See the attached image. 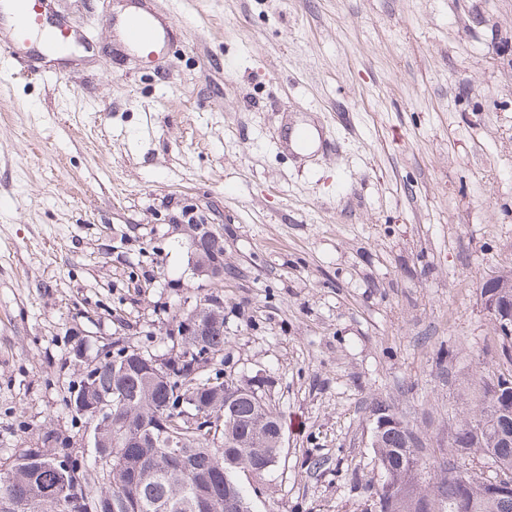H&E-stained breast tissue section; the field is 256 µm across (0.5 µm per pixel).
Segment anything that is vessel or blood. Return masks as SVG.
Instances as JSON below:
<instances>
[{"label": "vessel or blood", "instance_id": "1", "mask_svg": "<svg viewBox=\"0 0 512 512\" xmlns=\"http://www.w3.org/2000/svg\"><path fill=\"white\" fill-rule=\"evenodd\" d=\"M120 26L130 45L152 53L171 39V27L147 12L123 17ZM4 27L10 36L0 42V63L15 64L44 53L63 57L77 39L65 19L51 14L48 0H0V29Z\"/></svg>", "mask_w": 512, "mask_h": 512}]
</instances>
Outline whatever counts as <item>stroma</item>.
<instances>
[{"label":"stroma","mask_w":512,"mask_h":512,"mask_svg":"<svg viewBox=\"0 0 512 512\" xmlns=\"http://www.w3.org/2000/svg\"><path fill=\"white\" fill-rule=\"evenodd\" d=\"M52 0L85 36L0 78V462L44 431L104 345L170 351L224 311V377L282 416L261 512H376V405L440 478L485 375L512 370L481 287L512 271V0ZM62 68L65 81L51 78ZM310 126L297 155L279 140ZM224 238L196 268L187 223ZM117 24H120L127 42L140 50H149L148 56L163 49L171 39L172 28L166 23L162 25L146 11L130 13L118 21L112 20V26Z\"/></svg>","instance_id":"obj_1"}]
</instances>
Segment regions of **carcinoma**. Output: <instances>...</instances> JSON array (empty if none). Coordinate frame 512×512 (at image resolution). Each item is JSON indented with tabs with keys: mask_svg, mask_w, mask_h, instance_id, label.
<instances>
[{
	"mask_svg": "<svg viewBox=\"0 0 512 512\" xmlns=\"http://www.w3.org/2000/svg\"><path fill=\"white\" fill-rule=\"evenodd\" d=\"M211 308L207 301L185 313L200 318V341L208 355L169 368L168 373L175 376L172 382L166 384L143 371L139 357L150 358L146 350L129 352L123 373L105 360L79 381L77 398L90 388L106 391L122 383L127 406L114 419L112 437H129L136 446L121 455L110 448H95L91 462L80 461L78 473L64 478L52 465L59 437L47 431L38 458H28L25 451L14 461L0 464V472H15L9 481L0 478V500L12 502L16 512H70L71 497L90 507L103 497L118 498L128 503L131 512H159L163 504L170 505V512H240L241 504L258 512L251 491L237 474L259 461H279L282 421L262 408L254 394L226 392L224 385L211 384L200 372L213 360L224 362V321L210 318ZM188 394L195 396L199 406L210 409L215 424L222 427L218 439L209 438L206 431L191 434L183 448V461L166 455L164 438L137 440L145 420L180 416L177 402ZM485 416L496 419L489 434L475 425ZM457 433L466 440L465 447L456 449L457 456L478 452L496 464L494 472L512 475V371L483 382L478 412ZM416 438L404 424L387 429L378 440L375 456L384 479L376 495H401L423 502L428 506L426 512H512V495L494 494L491 478L481 472H471L464 483L447 474L432 489L422 487L419 475L426 462L420 448L408 447Z\"/></svg>",
	"mask_w": 512,
	"mask_h": 512,
	"instance_id": "obj_1",
	"label": "carcinoma"
}]
</instances>
